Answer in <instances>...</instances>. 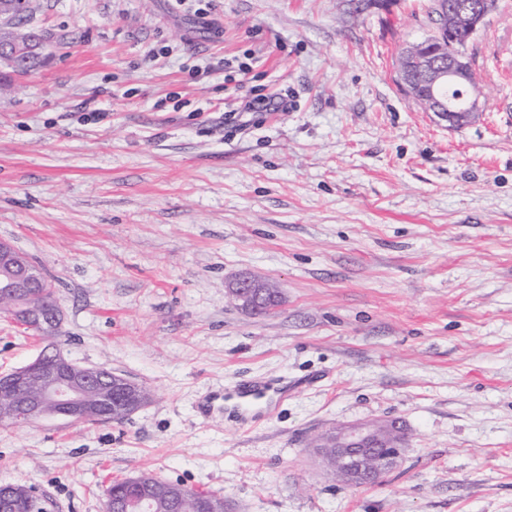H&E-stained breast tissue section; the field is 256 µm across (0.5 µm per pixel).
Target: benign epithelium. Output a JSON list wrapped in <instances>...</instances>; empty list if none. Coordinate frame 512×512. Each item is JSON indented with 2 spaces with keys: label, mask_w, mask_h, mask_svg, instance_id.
<instances>
[{
  "label": "benign epithelium",
  "mask_w": 512,
  "mask_h": 512,
  "mask_svg": "<svg viewBox=\"0 0 512 512\" xmlns=\"http://www.w3.org/2000/svg\"><path fill=\"white\" fill-rule=\"evenodd\" d=\"M437 26L443 34L467 31L475 34L494 9L493 0H483L475 10L448 7L439 0ZM41 43L31 32H17L8 24L0 27V62L9 67L29 66L39 57ZM398 72L408 89L415 88L414 75L424 78L420 99L430 111L451 128L467 126L479 109V88L463 47L455 48L451 60L423 39L409 45L401 54ZM463 89L468 97L465 107L447 95L448 86ZM38 273L12 245L0 242V299L9 302L13 317L25 321L30 316L33 278ZM273 288L257 278L243 275L229 284L230 295L252 312L258 311L257 296ZM0 399L11 411L7 420L23 426L47 417L78 423L91 411L102 418H127L141 407L140 386L102 366L80 365L56 350L45 348L32 362L0 375ZM329 447L315 453L340 482L359 486L373 482L392 470L401 456L400 440L391 424L356 422L327 436Z\"/></svg>",
  "instance_id": "7a95c632"
}]
</instances>
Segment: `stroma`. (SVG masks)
<instances>
[{
    "mask_svg": "<svg viewBox=\"0 0 512 512\" xmlns=\"http://www.w3.org/2000/svg\"><path fill=\"white\" fill-rule=\"evenodd\" d=\"M35 5L44 59L0 87V241L52 281L64 355L152 398L120 423L0 425V483L54 512H103L140 473L229 512H512V0L465 48L461 129L399 80L432 0ZM253 88L291 109L225 123ZM243 274L281 305L236 306ZM43 346L0 315V374ZM245 381L288 395L244 425L224 396ZM394 420L378 483L314 452Z\"/></svg>",
    "mask_w": 512,
    "mask_h": 512,
    "instance_id": "35a3bbf8",
    "label": "stroma"
}]
</instances>
